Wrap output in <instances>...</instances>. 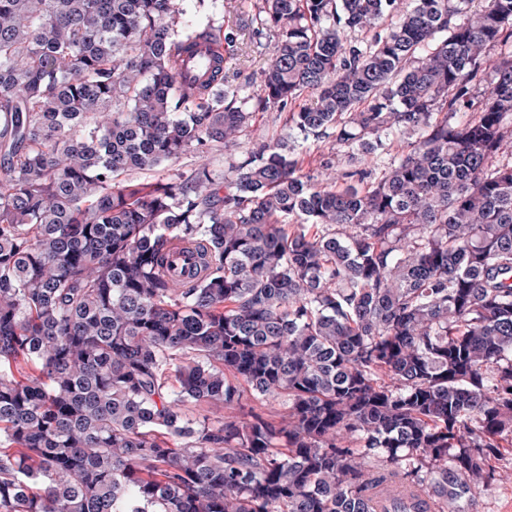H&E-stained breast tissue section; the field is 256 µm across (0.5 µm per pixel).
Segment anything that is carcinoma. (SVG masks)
<instances>
[{
    "instance_id": "obj_1",
    "label": "carcinoma",
    "mask_w": 512,
    "mask_h": 512,
    "mask_svg": "<svg viewBox=\"0 0 512 512\" xmlns=\"http://www.w3.org/2000/svg\"><path fill=\"white\" fill-rule=\"evenodd\" d=\"M181 2L0 0V512H448L511 481L512 0H254L249 92L241 24ZM256 112L347 164L303 171ZM238 42L239 47H242L243 50L246 47L245 50L248 52V55H245V53L243 56L239 55L240 60L238 61L239 65H237V67L240 69V74L235 82L237 84L246 85L252 89V85L259 83L260 72L266 66L268 57L264 52L262 53L261 48H256V45H253L251 29L246 27L242 28L239 32ZM249 46L252 50L249 49ZM286 117V112H256L254 129L257 133L273 139L288 137V133H292L293 137L297 136L295 131L290 130L289 124H286ZM252 143L245 142L243 144V147L238 149L234 154L231 156L224 153V149L214 151L211 154L210 158V169L215 173L216 177L222 181V178H224L225 174H228L229 171V165L234 163L235 161L241 160L243 158V154H245V151L247 148H251ZM199 164V159L194 154L183 155L175 162L168 163L164 166L143 169L134 172L130 177L137 179L142 182H154L159 176L165 173H172L178 171H190Z\"/></svg>"
}]
</instances>
